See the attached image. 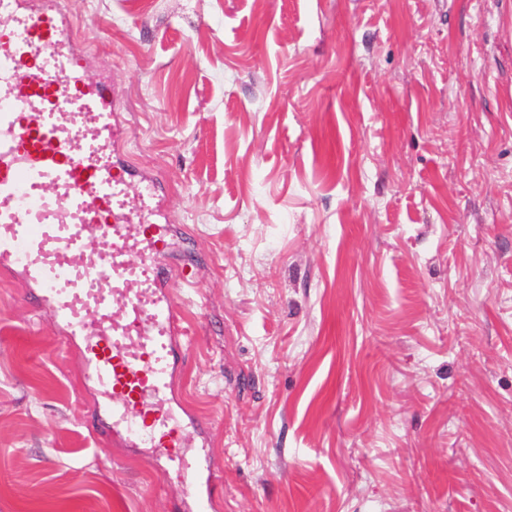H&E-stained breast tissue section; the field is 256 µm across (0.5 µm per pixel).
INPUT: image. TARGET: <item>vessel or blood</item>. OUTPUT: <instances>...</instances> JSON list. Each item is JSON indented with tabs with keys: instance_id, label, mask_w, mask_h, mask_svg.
<instances>
[{
	"instance_id": "1",
	"label": "vessel or blood",
	"mask_w": 512,
	"mask_h": 512,
	"mask_svg": "<svg viewBox=\"0 0 512 512\" xmlns=\"http://www.w3.org/2000/svg\"><path fill=\"white\" fill-rule=\"evenodd\" d=\"M26 6L27 0H0V16L9 19L0 25V88L8 93L0 101V197L17 196L34 179L48 184L63 179L71 199L90 216L71 244V254L87 278L110 277L122 310L112 329L97 328L93 320L75 319L57 306L55 275L36 267L27 268L26 275L40 288L41 307L51 310L69 336L82 339L83 375L100 387L113 434L133 446L156 449L177 468L196 498L197 512H209L211 471L185 466L187 427L170 400L172 370L184 350L178 339L180 307L169 283L177 278L192 286L196 280L191 269L174 272L161 262L169 227L158 182L123 162L103 167L91 156L73 152L49 122V113L85 108L94 113L106 142L128 136L116 121L109 86L89 81L78 55L69 54L58 66L50 64V57L72 44L62 13L45 0L24 24H12V16ZM0 221L16 227L13 235L0 239V264L19 263L24 249L36 246L43 232L14 211L0 213ZM104 244L122 257L108 273L88 258L91 247ZM132 251L148 267L151 297H141L129 280L127 255Z\"/></svg>"
}]
</instances>
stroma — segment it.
<instances>
[{"instance_id":"obj_1","label":"stroma","mask_w":512,"mask_h":512,"mask_svg":"<svg viewBox=\"0 0 512 512\" xmlns=\"http://www.w3.org/2000/svg\"><path fill=\"white\" fill-rule=\"evenodd\" d=\"M191 263L210 512H512V0H58ZM0 268V512H169Z\"/></svg>"}]
</instances>
